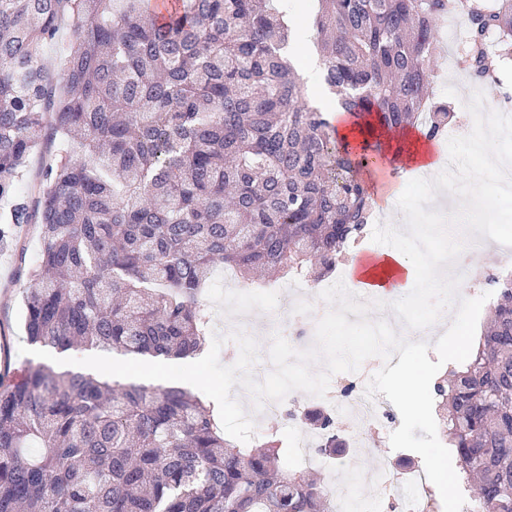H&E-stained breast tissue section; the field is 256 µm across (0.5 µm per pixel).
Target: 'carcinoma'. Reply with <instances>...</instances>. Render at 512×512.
Here are the masks:
<instances>
[{"label":"carcinoma","mask_w":512,"mask_h":512,"mask_svg":"<svg viewBox=\"0 0 512 512\" xmlns=\"http://www.w3.org/2000/svg\"><path fill=\"white\" fill-rule=\"evenodd\" d=\"M274 0H0V245L40 224L29 270L27 339L184 360L203 350L200 295L213 267L242 279L318 283L375 210L361 172L379 131L447 127L428 92L436 22L453 0H317L311 40L322 82L360 121L364 146L336 136L286 54L295 20ZM473 46L512 51V0H463ZM54 69L42 55L63 19ZM472 71L495 79L479 50ZM50 137L37 196L16 192ZM488 325L433 406L478 512H512V272L493 280ZM321 447L329 413L307 410ZM277 432H224L185 388L30 366L0 377V512H332L308 470L283 469Z\"/></svg>","instance_id":"obj_1"}]
</instances>
